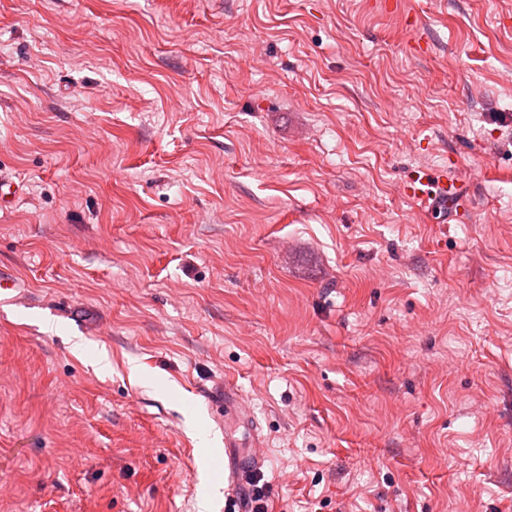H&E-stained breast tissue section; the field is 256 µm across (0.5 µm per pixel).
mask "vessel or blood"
<instances>
[{"mask_svg":"<svg viewBox=\"0 0 512 512\" xmlns=\"http://www.w3.org/2000/svg\"><path fill=\"white\" fill-rule=\"evenodd\" d=\"M404 191L409 199L424 207L461 200L458 182L449 178L444 169L413 174L405 181ZM214 395L224 407V477L229 483L231 496L241 500L245 497L252 475L260 470L262 463L258 456L244 454L236 435V425L249 420L236 388L228 384L215 389Z\"/></svg>","mask_w":512,"mask_h":512,"instance_id":"obj_1","label":"vessel or blood"}]
</instances>
